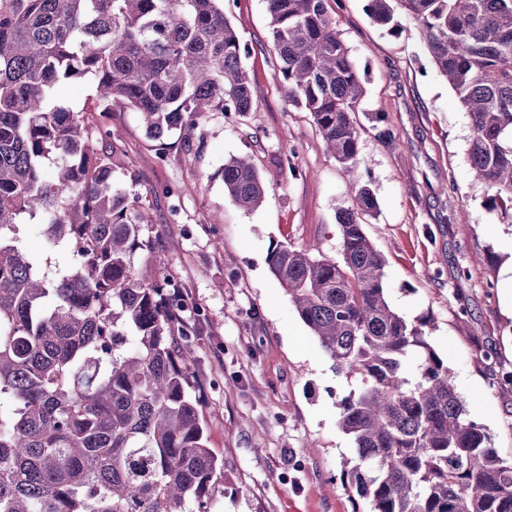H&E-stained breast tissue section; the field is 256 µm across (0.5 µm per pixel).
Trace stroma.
Here are the masks:
<instances>
[{"label": "stroma", "instance_id": "35a3bbf8", "mask_svg": "<svg viewBox=\"0 0 512 512\" xmlns=\"http://www.w3.org/2000/svg\"><path fill=\"white\" fill-rule=\"evenodd\" d=\"M330 12L365 80L361 111L385 117L365 122L354 173L325 150L311 115L284 98L265 0H232L226 10L248 49L253 112L200 120L189 150L175 136L148 138L136 112L112 114L153 233L170 244L158 261L202 316L192 372L208 446L224 459L225 494L212 512L354 510L340 481L353 443L338 418L355 383L335 373L267 264L276 244L340 259L336 216L351 204L354 178L377 200L364 230L385 258L391 305L448 364L470 419L512 457V388L493 382L512 370V218L473 176L470 118L417 23L402 15L387 32L366 0H332ZM384 126L393 143L380 136ZM244 154L267 189L250 212L222 177L225 162Z\"/></svg>", "mask_w": 512, "mask_h": 512}]
</instances>
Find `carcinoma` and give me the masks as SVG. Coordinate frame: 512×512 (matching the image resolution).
<instances>
[{"label": "carcinoma", "instance_id": "carcinoma-1", "mask_svg": "<svg viewBox=\"0 0 512 512\" xmlns=\"http://www.w3.org/2000/svg\"><path fill=\"white\" fill-rule=\"evenodd\" d=\"M328 0H267L277 80L346 170L358 163L363 80ZM392 33L418 23L471 120L468 154L488 203L512 214V0H367ZM248 49L224 0H0V512H211L224 461L194 393L188 304L154 255L165 244L133 190L114 108L190 149L198 120L254 110ZM97 82L74 112L60 86ZM123 170L130 187L114 184ZM244 210L266 195L249 157L224 163ZM338 214L342 261L274 245L272 275L359 387L340 401L355 445L341 484L367 512H512V461L468 418L451 370L390 305L385 260L363 228L372 191ZM41 227L61 267L28 255ZM20 238L23 250L30 256H40L44 252V239L39 230L32 226L26 225L20 228Z\"/></svg>", "mask_w": 512, "mask_h": 512}]
</instances>
